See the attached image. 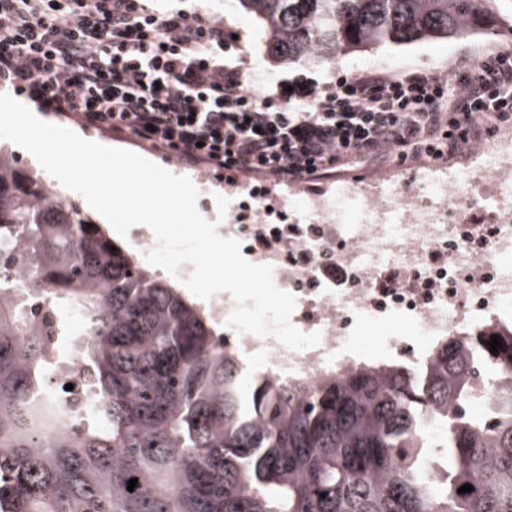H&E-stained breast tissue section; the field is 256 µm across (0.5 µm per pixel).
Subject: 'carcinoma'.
Segmentation results:
<instances>
[{
	"mask_svg": "<svg viewBox=\"0 0 512 512\" xmlns=\"http://www.w3.org/2000/svg\"><path fill=\"white\" fill-rule=\"evenodd\" d=\"M236 2L275 61L324 67L509 23L498 0ZM111 246L0 150V512H512V326L448 337L418 376L353 360L315 388L246 383L211 314ZM32 301L56 311L55 344ZM479 363L501 390L489 425L462 412ZM65 371L80 407L50 390Z\"/></svg>",
	"mask_w": 512,
	"mask_h": 512,
	"instance_id": "carcinoma-1",
	"label": "carcinoma"
}]
</instances>
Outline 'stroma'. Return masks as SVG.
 Listing matches in <instances>:
<instances>
[{"label":"stroma","instance_id":"35a3bbf8","mask_svg":"<svg viewBox=\"0 0 512 512\" xmlns=\"http://www.w3.org/2000/svg\"><path fill=\"white\" fill-rule=\"evenodd\" d=\"M152 4L156 7H170L190 14L197 12L222 19L225 29L237 35L239 53L251 75L255 76L254 86L259 90L276 82L289 85L323 83L342 73H378L394 76L410 67L445 74L456 66L461 58L470 56L473 51L485 52L495 48L497 44L496 38L489 37L478 43L437 40L412 48L385 47L344 56L332 68L302 61L279 63L270 57L260 34L257 19L239 10L235 0H152ZM55 123L74 132L84 133L85 137L105 140L111 142L114 147L133 151L172 173L187 175L200 192L197 202L199 211L211 221L217 218V207L213 199L214 189H221L230 184L244 187L251 181L247 175L219 174L205 166L189 164L174 156L146 149L122 134L82 129L79 123L61 114L56 115Z\"/></svg>","mask_w":512,"mask_h":512}]
</instances>
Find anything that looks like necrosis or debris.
<instances>
[{
	"label": "necrosis or debris",
	"instance_id": "1",
	"mask_svg": "<svg viewBox=\"0 0 512 512\" xmlns=\"http://www.w3.org/2000/svg\"><path fill=\"white\" fill-rule=\"evenodd\" d=\"M468 193L479 208L464 204ZM278 196L288 222L254 191L251 223L226 222L224 235L249 262L272 266L296 298L293 324L321 343L294 352L225 330L220 341L240 360L313 387L355 358L417 372L437 340L512 323V127L460 161L424 166L412 185L392 168L317 193L290 183Z\"/></svg>",
	"mask_w": 512,
	"mask_h": 512
}]
</instances>
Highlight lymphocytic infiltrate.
<instances>
[{"mask_svg": "<svg viewBox=\"0 0 512 512\" xmlns=\"http://www.w3.org/2000/svg\"><path fill=\"white\" fill-rule=\"evenodd\" d=\"M223 21L141 0H0V79L82 126L219 173L314 180L362 163L446 158L512 125V52L446 74L341 75L258 94Z\"/></svg>", "mask_w": 512, "mask_h": 512, "instance_id": "f902f5d3", "label": "lymphocytic infiltrate"}]
</instances>
